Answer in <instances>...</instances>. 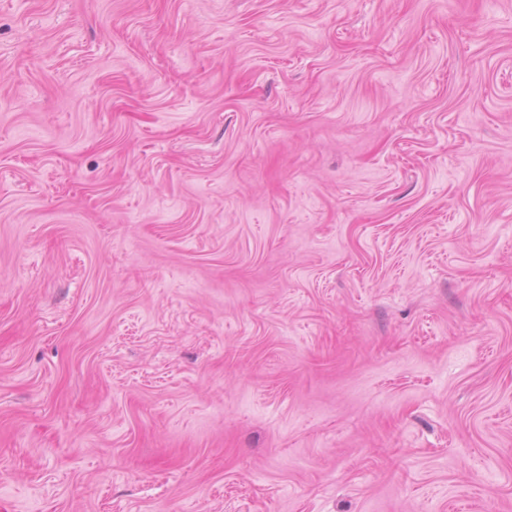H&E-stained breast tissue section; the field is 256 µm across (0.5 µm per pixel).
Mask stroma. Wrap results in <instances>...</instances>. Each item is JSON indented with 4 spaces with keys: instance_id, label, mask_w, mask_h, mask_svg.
I'll return each instance as SVG.
<instances>
[{
    "instance_id": "obj_1",
    "label": "stroma",
    "mask_w": 512,
    "mask_h": 512,
    "mask_svg": "<svg viewBox=\"0 0 512 512\" xmlns=\"http://www.w3.org/2000/svg\"><path fill=\"white\" fill-rule=\"evenodd\" d=\"M0 512H512V0H0Z\"/></svg>"
}]
</instances>
